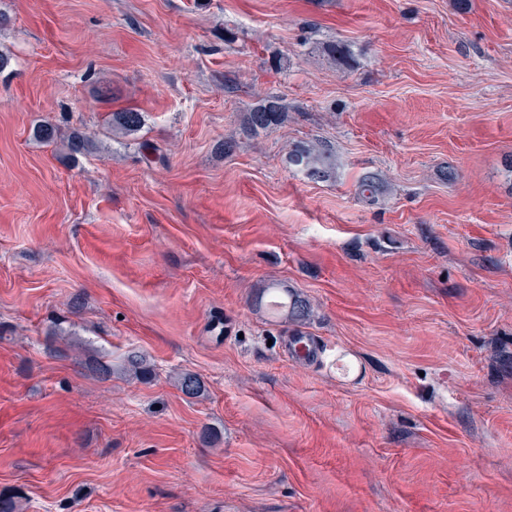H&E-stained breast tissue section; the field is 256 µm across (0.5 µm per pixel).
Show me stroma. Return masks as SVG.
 <instances>
[{"instance_id": "1", "label": "stroma", "mask_w": 512, "mask_h": 512, "mask_svg": "<svg viewBox=\"0 0 512 512\" xmlns=\"http://www.w3.org/2000/svg\"><path fill=\"white\" fill-rule=\"evenodd\" d=\"M0 13L1 498L512 512V0ZM271 97L287 121L245 131ZM124 107L140 131L113 132ZM75 132L91 147L72 156ZM316 144L332 177L288 160ZM267 288L306 318L272 315ZM299 334L316 360L286 358ZM287 297L288 300L286 301L280 295H273L270 298L269 303L273 302L277 304V312H280L281 310L285 309V311H287L288 314H290L292 317H295L296 319L304 318L307 310L306 302L299 295H297L296 293H292L290 291H287Z\"/></svg>"}]
</instances>
